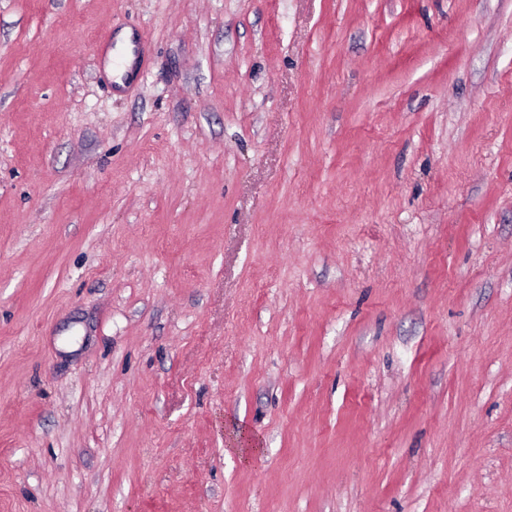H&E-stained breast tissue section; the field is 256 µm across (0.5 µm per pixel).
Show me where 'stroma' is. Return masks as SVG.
I'll return each mask as SVG.
<instances>
[{
    "instance_id": "35a3bbf8",
    "label": "stroma",
    "mask_w": 512,
    "mask_h": 512,
    "mask_svg": "<svg viewBox=\"0 0 512 512\" xmlns=\"http://www.w3.org/2000/svg\"><path fill=\"white\" fill-rule=\"evenodd\" d=\"M0 512H512V0H0Z\"/></svg>"
}]
</instances>
